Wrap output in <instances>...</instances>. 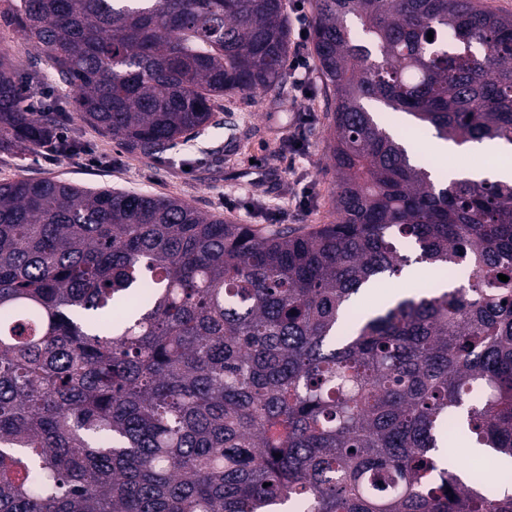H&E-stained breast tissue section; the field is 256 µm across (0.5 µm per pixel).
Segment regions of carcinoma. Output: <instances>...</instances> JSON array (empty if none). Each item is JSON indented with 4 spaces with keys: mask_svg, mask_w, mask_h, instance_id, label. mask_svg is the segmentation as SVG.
<instances>
[{
    "mask_svg": "<svg viewBox=\"0 0 512 512\" xmlns=\"http://www.w3.org/2000/svg\"><path fill=\"white\" fill-rule=\"evenodd\" d=\"M314 10L333 221L260 232L148 192L0 183V512H512V480L434 461L460 434L512 458V184L439 181L367 107L512 143V14ZM0 23L70 96L31 111L0 57V148L65 154L67 119L158 155L274 88L291 45L284 0H0ZM417 263L461 276L351 317Z\"/></svg>",
    "mask_w": 512,
    "mask_h": 512,
    "instance_id": "1",
    "label": "carcinoma"
}]
</instances>
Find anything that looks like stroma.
<instances>
[{"mask_svg": "<svg viewBox=\"0 0 512 512\" xmlns=\"http://www.w3.org/2000/svg\"><path fill=\"white\" fill-rule=\"evenodd\" d=\"M291 76L266 92L227 96L209 125L152 159L127 154L110 137L80 123L79 153L58 156L32 146L0 153V181L54 178L91 188L142 191L181 198L206 214L266 232L293 226L307 232L331 219L336 178L329 160V116L322 81L308 97L294 95ZM303 136V159L289 158L288 140ZM309 188L308 202L294 198Z\"/></svg>", "mask_w": 512, "mask_h": 512, "instance_id": "stroma-1", "label": "stroma"}]
</instances>
